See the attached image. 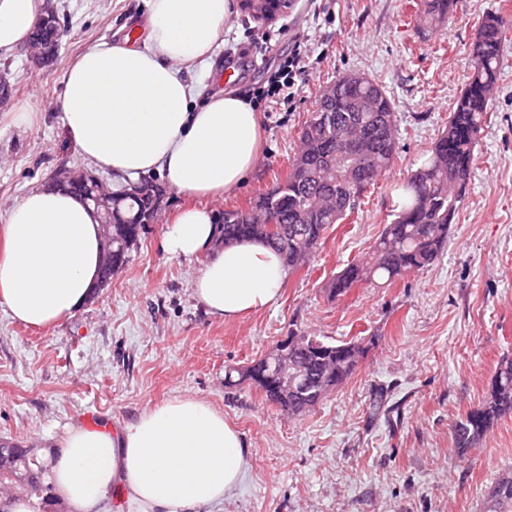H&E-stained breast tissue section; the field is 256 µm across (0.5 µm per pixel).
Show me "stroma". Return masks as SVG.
Listing matches in <instances>:
<instances>
[{"instance_id": "35a3bbf8", "label": "stroma", "mask_w": 512, "mask_h": 512, "mask_svg": "<svg viewBox=\"0 0 512 512\" xmlns=\"http://www.w3.org/2000/svg\"><path fill=\"white\" fill-rule=\"evenodd\" d=\"M506 0H458L439 29L420 32L406 0H330V16L294 0L267 22L233 8L206 67L192 77L216 92L224 62L253 45L257 67L229 89L263 84L302 38L307 80L292 109L260 115L253 172L212 210L247 207L288 169L298 131L320 92L357 72L394 102L399 150L356 209L332 225L307 263L289 270L278 301L224 321L193 295L207 263L169 255L166 224L183 199L168 191L127 264L75 315L32 329L0 307V445L42 456L71 424L121 428L154 404L190 394L222 410L242 434L250 463L242 483L214 512H480L497 474L512 467V416L459 458L452 425L480 402L504 356L512 357V42L501 60L491 112L448 243L427 268L333 298L327 283L366 256L391 221L393 188L420 167L444 130L470 73V48L487 14ZM69 25L56 60L37 68L25 49L0 56L12 77L0 108V225L28 190L86 162L60 109L70 61L88 47L123 40L146 20L145 0H58ZM32 109L29 125L12 109ZM330 341L373 340L354 374L301 418L256 387L224 385V371L250 364L291 331Z\"/></svg>"}]
</instances>
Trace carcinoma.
Returning <instances> with one entry per match:
<instances>
[{"instance_id":"obj_1","label":"carcinoma","mask_w":512,"mask_h":512,"mask_svg":"<svg viewBox=\"0 0 512 512\" xmlns=\"http://www.w3.org/2000/svg\"><path fill=\"white\" fill-rule=\"evenodd\" d=\"M457 0H422V27L433 29L448 20ZM509 22L498 15L482 20L471 49V74L456 99L448 125L438 137L441 153L428 158L395 189L394 213L368 256L354 261L329 284L337 296L359 284L391 282L432 264L442 252L451 225L470 181L475 164L474 149L487 121L490 95L498 79ZM62 24L59 16H46L34 28L30 40H40L45 50L58 46ZM336 97L319 96L315 109L298 133L299 148L289 160L286 176L260 194L246 209H224L215 215L219 247L240 240H255L278 251L294 269L305 264L320 248L333 224L345 219L356 201L377 179L389 171L396 155V125L393 103L385 88L369 79L355 84L344 75L335 81ZM370 100L368 112L351 109L352 100ZM364 145L365 174L353 178L341 163L346 141ZM97 178L90 171L76 183L61 187L48 184L79 199L95 194ZM142 196H129L125 186L114 189L110 211L112 224V272L122 269L129 253L153 217L154 182L141 183ZM270 215L273 223L263 221ZM369 346L360 340L334 343L324 338L300 335L299 345L289 353L291 370L303 372L309 381L305 391L276 394L274 361L259 358L246 368L248 376L266 400L300 418L311 412L329 394L342 386L367 355ZM512 415V358L498 364L485 398L459 417L453 425L454 448L461 455L477 447L482 438L505 416ZM47 468L28 448H0V490L22 493L30 486L43 500L51 499ZM483 512H512V469L501 471L483 498Z\"/></svg>"}]
</instances>
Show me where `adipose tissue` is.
Instances as JSON below:
<instances>
[{"mask_svg":"<svg viewBox=\"0 0 512 512\" xmlns=\"http://www.w3.org/2000/svg\"><path fill=\"white\" fill-rule=\"evenodd\" d=\"M232 0H147L142 45L103 42L68 65L61 108L67 134L94 168L115 179L161 173L188 199L167 224L164 247L190 258L210 249L209 200L239 186L259 154V117L244 98L185 77L206 66ZM44 0H0V53L28 38ZM101 228L93 209L61 191L35 188L0 225V306L36 328L71 318L99 276ZM287 273L266 245L244 240L216 252L194 280L207 313L236 320L274 304ZM50 480L71 512H98L110 491L138 512H210L248 466L241 434L209 402L180 396L119 430L73 423L46 452Z\"/></svg>","mask_w":512,"mask_h":512,"instance_id":"obj_1","label":"adipose tissue"}]
</instances>
